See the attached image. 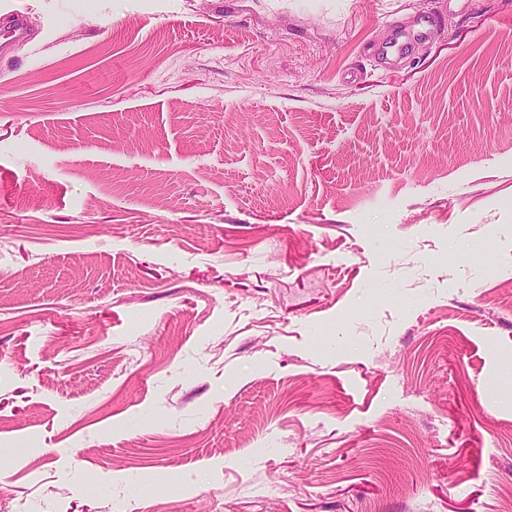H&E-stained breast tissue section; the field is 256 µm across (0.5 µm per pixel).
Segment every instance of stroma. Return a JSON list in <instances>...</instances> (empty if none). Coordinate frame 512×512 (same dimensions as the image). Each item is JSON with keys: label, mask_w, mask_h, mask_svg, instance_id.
I'll return each instance as SVG.
<instances>
[{"label": "stroma", "mask_w": 512, "mask_h": 512, "mask_svg": "<svg viewBox=\"0 0 512 512\" xmlns=\"http://www.w3.org/2000/svg\"><path fill=\"white\" fill-rule=\"evenodd\" d=\"M1 5L0 512H512V0ZM0 25V57L9 55L11 48L16 43L26 42L31 39L28 13L23 10L12 9L2 13Z\"/></svg>", "instance_id": "35a3bbf8"}]
</instances>
